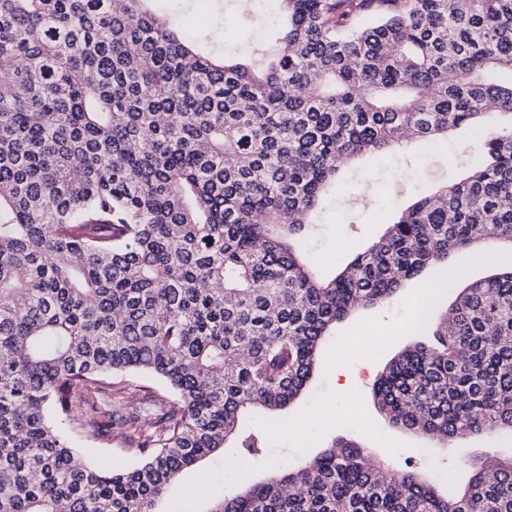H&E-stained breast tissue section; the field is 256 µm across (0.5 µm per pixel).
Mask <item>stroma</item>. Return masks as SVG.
I'll return each instance as SVG.
<instances>
[{
    "mask_svg": "<svg viewBox=\"0 0 512 512\" xmlns=\"http://www.w3.org/2000/svg\"><path fill=\"white\" fill-rule=\"evenodd\" d=\"M278 0H251L240 11L238 0H156V10L186 32L216 31V51L231 56L251 47L278 13ZM483 135L468 127L450 133L446 145L431 149L411 142L383 158L349 163L336 183L331 203L320 224L306 241V252L325 278L343 268L358 252L380 237L398 209L436 186L459 181L470 161L468 149ZM367 186L374 198L363 207L357 190ZM495 264L481 261L477 250H462L448 257V275L454 287L444 289L442 306H449L459 288L492 274L494 267L512 265V249L493 248ZM417 281L389 302L361 308L337 324L322 347L316 373L305 393L278 416L247 417V428L264 434L266 455L252 468L262 480L284 461L313 458L338 437L353 438L369 448L373 457L391 470H414L440 480L450 476L463 490L482 462L512 455V432L467 435L445 445L422 435L389 427L372 400V387L387 363L405 346L431 343L429 330L416 324L412 294ZM379 337L376 353L365 352L360 339ZM235 441L223 452L201 462L196 470L180 475L172 484L169 501L183 505L201 476H209L214 490L234 491L240 472Z\"/></svg>",
    "mask_w": 512,
    "mask_h": 512,
    "instance_id": "stroma-1",
    "label": "stroma"
}]
</instances>
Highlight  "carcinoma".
<instances>
[{"label":"carcinoma","mask_w":512,"mask_h":512,"mask_svg":"<svg viewBox=\"0 0 512 512\" xmlns=\"http://www.w3.org/2000/svg\"><path fill=\"white\" fill-rule=\"evenodd\" d=\"M0 0V512H155L250 410L305 388L322 342L448 254L512 243V0H279L218 63L148 0ZM484 116L471 174L402 210L335 277L292 244L351 160ZM293 219L285 224L284 215ZM373 387L388 424L512 429V267L471 283ZM143 371L168 400L124 378ZM122 431L135 455L102 469ZM210 512H512V459L462 494L339 439Z\"/></svg>","instance_id":"obj_1"}]
</instances>
